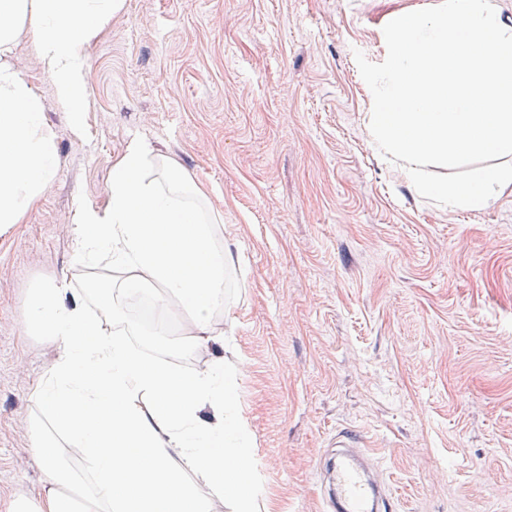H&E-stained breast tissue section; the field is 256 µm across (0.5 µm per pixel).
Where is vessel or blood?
Instances as JSON below:
<instances>
[{"label":"vessel or blood","instance_id":"vessel-or-blood-1","mask_svg":"<svg viewBox=\"0 0 512 512\" xmlns=\"http://www.w3.org/2000/svg\"><path fill=\"white\" fill-rule=\"evenodd\" d=\"M335 445L340 453L330 467L328 499L336 512H391L393 498L370 479L356 454L365 445L363 437L346 429L337 433Z\"/></svg>","mask_w":512,"mask_h":512}]
</instances>
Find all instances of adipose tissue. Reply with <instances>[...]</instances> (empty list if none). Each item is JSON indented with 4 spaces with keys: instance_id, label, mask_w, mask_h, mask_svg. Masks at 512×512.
Returning a JSON list of instances; mask_svg holds the SVG:
<instances>
[{
    "instance_id": "obj_1",
    "label": "adipose tissue",
    "mask_w": 512,
    "mask_h": 512,
    "mask_svg": "<svg viewBox=\"0 0 512 512\" xmlns=\"http://www.w3.org/2000/svg\"><path fill=\"white\" fill-rule=\"evenodd\" d=\"M123 0H0V52L30 28L60 103L82 96L83 49ZM42 102L14 66L0 65V228L18 223L55 169V145L44 130ZM60 285L30 290L28 330L57 346L48 380L35 394L49 420H32V452L49 473L41 499L19 498L13 512H210L208 491L239 498L247 483L223 369L183 374L148 359L100 323L60 304ZM208 403L221 417H204ZM77 447L88 468L62 463L54 435Z\"/></svg>"
}]
</instances>
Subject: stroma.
<instances>
[{
  "instance_id": "1",
  "label": "stroma",
  "mask_w": 512,
  "mask_h": 512,
  "mask_svg": "<svg viewBox=\"0 0 512 512\" xmlns=\"http://www.w3.org/2000/svg\"><path fill=\"white\" fill-rule=\"evenodd\" d=\"M418 0H123L86 46L81 120L29 29L0 64L40 98L56 168L0 229V512L42 496L26 432L59 353L23 322L34 286L79 305L69 228L103 211L136 138L189 179L240 279L194 368L224 367L254 512H328L321 465L360 431L396 512H512V185L424 199L368 128L355 60Z\"/></svg>"
}]
</instances>
